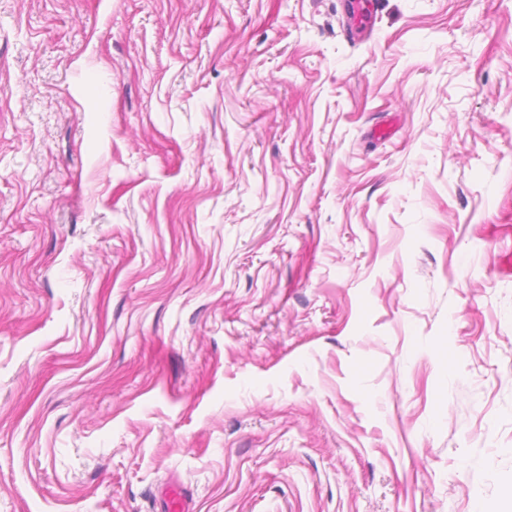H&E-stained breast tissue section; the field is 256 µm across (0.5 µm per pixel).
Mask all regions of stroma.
Listing matches in <instances>:
<instances>
[{"label": "stroma", "instance_id": "obj_1", "mask_svg": "<svg viewBox=\"0 0 512 512\" xmlns=\"http://www.w3.org/2000/svg\"><path fill=\"white\" fill-rule=\"evenodd\" d=\"M0 0V512H512V0Z\"/></svg>", "mask_w": 512, "mask_h": 512}]
</instances>
